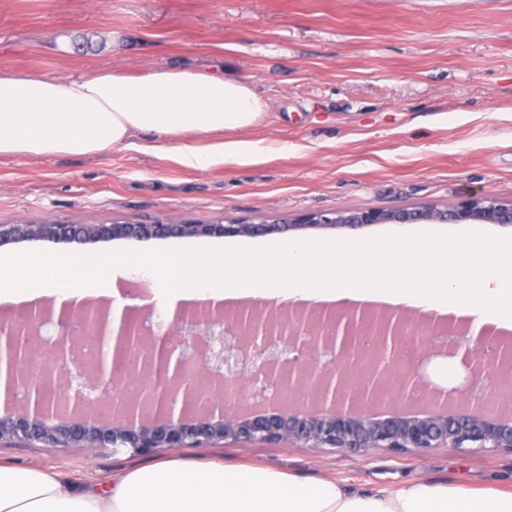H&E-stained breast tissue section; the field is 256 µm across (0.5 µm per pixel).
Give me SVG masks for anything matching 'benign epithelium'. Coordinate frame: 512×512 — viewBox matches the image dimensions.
<instances>
[{
    "label": "benign epithelium",
    "mask_w": 512,
    "mask_h": 512,
    "mask_svg": "<svg viewBox=\"0 0 512 512\" xmlns=\"http://www.w3.org/2000/svg\"><path fill=\"white\" fill-rule=\"evenodd\" d=\"M438 223L512 224V203L504 204L489 194L450 200L441 207L342 209L333 212H308L294 218L258 221H233L229 224L187 223L176 216L111 224H61L42 222L0 224V246L21 240L79 244L134 239L148 241L167 237L261 236L307 228L357 227L370 224ZM62 314L80 321L81 336H67L49 351L53 364L74 361L77 349L90 344L96 351L86 364L90 381L100 387L113 412L102 419L78 393L72 394L63 377H55V388L41 392L43 406L24 400L13 401L16 389L33 378L30 369L12 372V386L6 390L0 414V443H42L50 448H83L94 452L110 448L133 456L155 454L161 450L217 447L225 444H261L268 447L292 445L358 453L383 449L394 454L424 456L435 448L465 450L482 448L488 452H512V415L486 409V402L473 396L470 387L484 375L480 362L484 351L495 340L482 332L471 343L467 330H450L455 342L446 350L428 347L429 335L438 332L424 317L404 315L391 323V315L369 317L348 313L323 323L311 315L286 311H249L224 308L180 310L165 324V340L158 342L141 336L138 322L124 313L117 336L109 328L111 308L90 303L63 305ZM53 311H23L0 317V335L11 336L20 327L33 333ZM373 333L378 349L365 355L360 350L362 336ZM207 336L224 337L227 350L250 349L257 368L282 383L306 393L308 400L288 404L272 396L265 403L244 409L233 408L224 390L234 385L216 379L202 408L194 407L198 393L190 382L185 350ZM312 342L297 345L299 337ZM421 343L419 361L402 358L406 340ZM298 347L299 355L286 361L266 354L272 344ZM161 347L165 362L176 359L172 378L161 389L153 388L146 398L157 405L149 415L124 402L127 381L112 370L113 360L121 356L146 372L156 347ZM336 352V368L320 365L318 350ZM434 356L460 357L463 384L445 390L428 382L422 367ZM417 388L428 391L430 403L415 407L410 394Z\"/></svg>",
    "instance_id": "benign-epithelium-1"
}]
</instances>
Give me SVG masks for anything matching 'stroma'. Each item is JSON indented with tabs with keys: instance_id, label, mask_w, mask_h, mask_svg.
Returning <instances> with one entry per match:
<instances>
[{
	"instance_id": "1",
	"label": "stroma",
	"mask_w": 512,
	"mask_h": 512,
	"mask_svg": "<svg viewBox=\"0 0 512 512\" xmlns=\"http://www.w3.org/2000/svg\"><path fill=\"white\" fill-rule=\"evenodd\" d=\"M222 66L268 104L250 149L191 169L134 143L73 156H1L0 224L230 222L345 208L512 203V0H0V69L65 79L108 68ZM116 239L25 240L0 254L93 255ZM185 461L260 465L348 490L424 481L512 491V453L235 445ZM0 462L94 484L152 464L100 449L5 443Z\"/></svg>"
}]
</instances>
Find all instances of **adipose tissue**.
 <instances>
[{
  "label": "adipose tissue",
  "instance_id": "adipose-tissue-1",
  "mask_svg": "<svg viewBox=\"0 0 512 512\" xmlns=\"http://www.w3.org/2000/svg\"><path fill=\"white\" fill-rule=\"evenodd\" d=\"M267 104L247 77L192 67L140 75L96 69L64 80L0 69V156L87 155L153 133L160 152L203 169L247 148ZM208 137L205 147L190 135ZM1 305L91 297L124 306L138 281L162 306L188 301L356 304L512 330V239L480 225L418 235L174 246L111 255L0 256ZM0 512H512V493L408 483L350 492L265 468L161 459L106 487L0 463Z\"/></svg>",
  "mask_w": 512,
  "mask_h": 512
}]
</instances>
